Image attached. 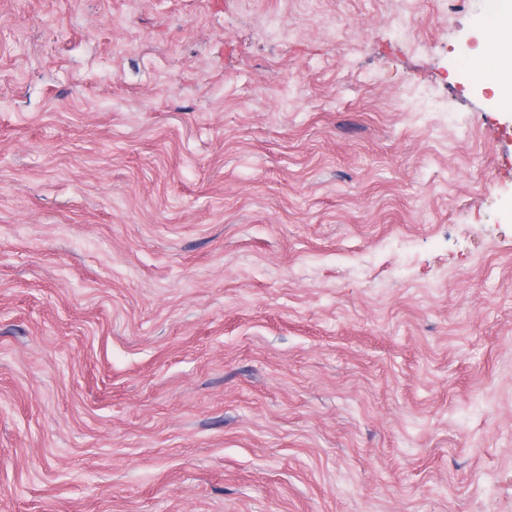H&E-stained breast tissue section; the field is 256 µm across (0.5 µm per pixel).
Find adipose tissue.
<instances>
[{"instance_id":"ef3b65f1","label":"adipose tissue","mask_w":512,"mask_h":512,"mask_svg":"<svg viewBox=\"0 0 512 512\" xmlns=\"http://www.w3.org/2000/svg\"><path fill=\"white\" fill-rule=\"evenodd\" d=\"M487 16L483 36L494 51L482 64L489 71L495 102L508 110L512 100L505 99L503 91L512 89V0H487Z\"/></svg>"}]
</instances>
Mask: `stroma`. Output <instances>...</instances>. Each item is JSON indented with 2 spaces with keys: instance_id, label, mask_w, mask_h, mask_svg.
Masks as SVG:
<instances>
[{
  "instance_id": "35a3bbf8",
  "label": "stroma",
  "mask_w": 512,
  "mask_h": 512,
  "mask_svg": "<svg viewBox=\"0 0 512 512\" xmlns=\"http://www.w3.org/2000/svg\"><path fill=\"white\" fill-rule=\"evenodd\" d=\"M486 0H0V512H512Z\"/></svg>"
}]
</instances>
